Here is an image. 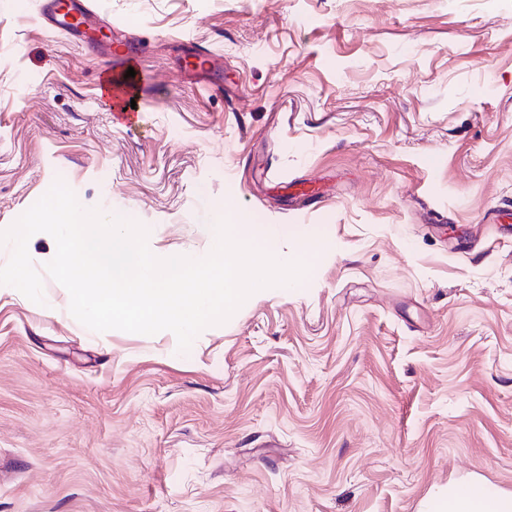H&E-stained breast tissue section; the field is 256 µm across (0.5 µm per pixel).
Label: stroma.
I'll list each match as a JSON object with an SVG mask.
<instances>
[{
	"label": "stroma",
	"instance_id": "35a3bbf8",
	"mask_svg": "<svg viewBox=\"0 0 512 512\" xmlns=\"http://www.w3.org/2000/svg\"><path fill=\"white\" fill-rule=\"evenodd\" d=\"M39 3L0 0V230L60 179L157 254L206 253L221 204L315 260L181 354L79 323L33 235L44 304L0 287V512L511 492L512 0H91L135 47L130 124L104 88L121 61Z\"/></svg>",
	"mask_w": 512,
	"mask_h": 512
}]
</instances>
